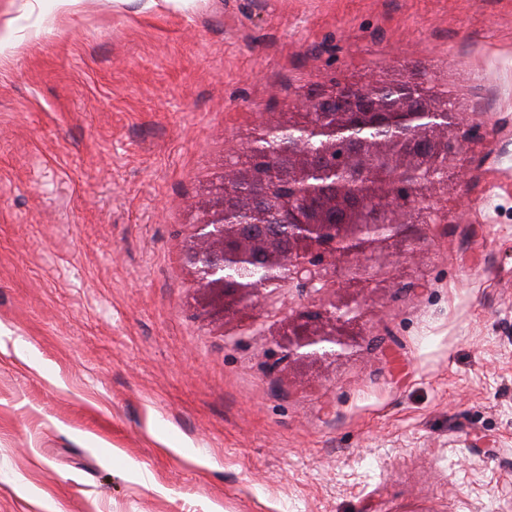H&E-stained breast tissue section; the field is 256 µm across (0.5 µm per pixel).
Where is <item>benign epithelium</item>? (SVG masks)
<instances>
[{"label":"benign epithelium","instance_id":"1","mask_svg":"<svg viewBox=\"0 0 512 512\" xmlns=\"http://www.w3.org/2000/svg\"><path fill=\"white\" fill-rule=\"evenodd\" d=\"M416 78L411 73L400 75V81L385 83L373 81L367 85L353 83L331 84L327 89L316 95L300 94L289 110L294 112H325L328 104L340 98L347 102L362 96L373 112H382L383 101L386 97L397 94L406 85H412ZM417 111L415 96H400L390 113L395 122L401 123L405 117ZM438 112H446L452 117V125L440 128L435 123L427 125L428 138L447 145V159H453L463 148L469 137V131L464 129L465 119L459 110L456 99L448 95L432 110L431 116ZM303 128L318 137L326 149L333 148L336 143L348 140L349 126L346 122L314 123L304 122L298 126L288 124H268L270 135L286 138L291 141L301 139V136L291 134V131ZM358 150L347 160L345 177L346 185L352 190L375 181L390 183L394 180H404L415 169V159L398 156L394 150V139L365 138L357 140ZM310 152H297L296 169L290 180L296 184L306 182ZM224 174L231 176L236 191L246 199L247 206L242 210L229 213L220 205L208 212L207 218L198 225L195 242L199 256L207 261L198 268L199 287L219 293V300L211 310V315L221 318L235 312L245 298H259L263 295L266 282L257 281L238 289L233 294L225 292L224 274L228 270H239L249 266L253 250L260 245L257 240L246 239L239 234L241 224H282L288 227L293 246L288 253H270V264L276 270V283H295L311 296L321 295L333 287L330 280L328 265L336 262V240L328 239V235L343 237L348 247L344 259L357 265L367 258V253L384 239L367 238L365 232L370 225L358 224L352 233L345 232L346 225L336 223V216L326 209L312 210V203L306 202L302 207L294 205L288 198L276 202L272 212H266V203L255 192L251 170L248 165L238 168L230 167ZM358 313V308H336L326 312V322L313 332L296 334L288 343V358L303 359L308 357H339L350 346V339L339 331V326L350 321V315Z\"/></svg>","mask_w":512,"mask_h":512}]
</instances>
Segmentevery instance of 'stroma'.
<instances>
[{"label": "stroma", "mask_w": 512, "mask_h": 512, "mask_svg": "<svg viewBox=\"0 0 512 512\" xmlns=\"http://www.w3.org/2000/svg\"><path fill=\"white\" fill-rule=\"evenodd\" d=\"M5 32L0 512H512V0H0ZM404 67L471 127L442 223L210 318L225 164ZM356 303L348 354L284 359Z\"/></svg>", "instance_id": "stroma-1"}]
</instances>
